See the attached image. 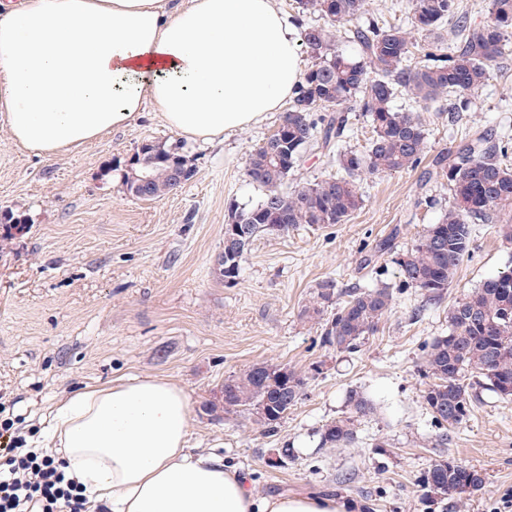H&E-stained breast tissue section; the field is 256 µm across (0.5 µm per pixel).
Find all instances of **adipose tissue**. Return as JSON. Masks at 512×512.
Wrapping results in <instances>:
<instances>
[{"label": "adipose tissue", "instance_id": "adipose-tissue-1", "mask_svg": "<svg viewBox=\"0 0 512 512\" xmlns=\"http://www.w3.org/2000/svg\"><path fill=\"white\" fill-rule=\"evenodd\" d=\"M302 80L278 0H12L0 8V116L44 157L130 126L151 105L189 140L264 120ZM191 401L146 377L59 401L42 441L112 512H344L336 499L256 496L189 441Z\"/></svg>", "mask_w": 512, "mask_h": 512}]
</instances>
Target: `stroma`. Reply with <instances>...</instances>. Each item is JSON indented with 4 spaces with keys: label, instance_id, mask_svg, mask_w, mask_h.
Here are the masks:
<instances>
[{
    "label": "stroma",
    "instance_id": "stroma-1",
    "mask_svg": "<svg viewBox=\"0 0 512 512\" xmlns=\"http://www.w3.org/2000/svg\"><path fill=\"white\" fill-rule=\"evenodd\" d=\"M507 60L493 69L456 123L424 112L427 153L452 148L477 130L512 139V36ZM261 124L223 142L181 141L152 107L127 128L45 159L14 144L0 117V210L25 216L0 248V397L32 433L46 429L62 398L119 378L174 381L191 399V444L217 452L258 495L332 496L345 512H512V401L483 392L466 423L446 431L425 408L424 349L448 332V309L486 279L512 270V241L501 225L476 224L472 251L436 302L400 290L390 314L357 352L322 345L318 324L299 313L317 284L338 293L399 282L396 259L452 203L448 184L423 169L361 175L365 202L343 224H299L251 245L240 276L225 286L215 272L231 206L250 207L264 187L246 175L248 156L275 130ZM370 126L359 112L338 149L306 153L286 185L339 170L336 152L366 147ZM184 142L194 177L160 201L128 195L114 163L142 144ZM430 197L423 205L421 197ZM393 238L392 252L376 251ZM269 362L305 375L302 400L275 434L253 417L207 411L225 378ZM375 405L357 423L351 445H320L325 424L350 412L348 396ZM292 459L272 469L273 448ZM449 459L482 472L469 499L424 498L432 464Z\"/></svg>",
    "mask_w": 512,
    "mask_h": 512
}]
</instances>
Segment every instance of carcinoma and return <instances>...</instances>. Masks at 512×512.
<instances>
[{
	"mask_svg": "<svg viewBox=\"0 0 512 512\" xmlns=\"http://www.w3.org/2000/svg\"><path fill=\"white\" fill-rule=\"evenodd\" d=\"M302 11L324 24H301V45L312 60L292 105L277 129L252 153L247 177L267 188L257 205L232 208L228 223L239 226V239L227 248L220 279L234 283L252 243L261 236L284 234L297 224H344L361 207L357 177L412 170L426 157L427 132L422 112L443 98L448 117L463 112L469 97L485 85L490 70L504 54L512 31V0H491L490 19L474 26L458 0H407L408 20L427 36L454 19L452 38L419 43L403 28L378 18L346 30L345 39L358 46L344 51L331 26L349 24L365 13V0H298ZM409 94L416 107L394 108L395 90ZM369 118L372 136L363 151L337 153L343 175L284 191L281 186L304 155L341 137L350 104ZM509 142L481 131L453 151L438 152L428 178L448 181L452 204L438 222L424 227L416 243L397 259L399 289L414 288L430 300L442 298L470 254L473 223L498 224L512 206V167L506 164ZM137 164L121 173L124 190L143 201H160L177 190L171 158L185 157L183 146L145 143ZM148 178L138 186L139 177ZM392 288L355 289L338 301L336 282L318 283L300 317L318 320L322 344L355 352L378 331L393 308ZM421 370L433 382L423 400L438 425L457 427L467 421L482 392L512 399V271L490 278L448 308V334L425 347ZM306 378L284 365L263 362L224 380L220 389L224 413H248L267 432L302 399ZM355 440L354 419L324 426L321 446L340 448ZM484 477L478 470L451 460L435 462L422 483L425 496L469 497Z\"/></svg>",
	"mask_w": 512,
	"mask_h": 512,
	"instance_id": "carcinoma-1",
	"label": "carcinoma"
}]
</instances>
